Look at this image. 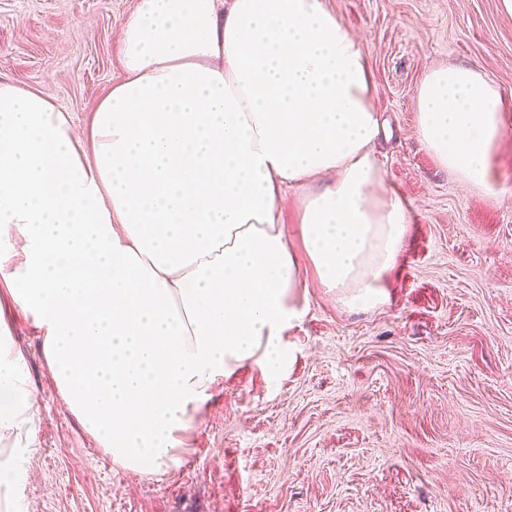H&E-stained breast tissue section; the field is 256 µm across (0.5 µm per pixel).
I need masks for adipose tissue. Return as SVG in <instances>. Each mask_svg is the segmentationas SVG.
I'll return each mask as SVG.
<instances>
[{
  "label": "adipose tissue",
  "mask_w": 512,
  "mask_h": 512,
  "mask_svg": "<svg viewBox=\"0 0 512 512\" xmlns=\"http://www.w3.org/2000/svg\"><path fill=\"white\" fill-rule=\"evenodd\" d=\"M124 77L77 125L41 90L0 81V274L40 331L57 395L113 462L180 466L216 388L284 371L308 283L277 201L306 191L300 233L320 287L388 299L408 210L386 183L368 59L325 0H138ZM416 134L488 198L508 100L477 69L430 70ZM38 394L0 336V498L19 489Z\"/></svg>",
  "instance_id": "adipose-tissue-1"
}]
</instances>
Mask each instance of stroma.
Masks as SVG:
<instances>
[{"label": "stroma", "mask_w": 512, "mask_h": 512, "mask_svg": "<svg viewBox=\"0 0 512 512\" xmlns=\"http://www.w3.org/2000/svg\"><path fill=\"white\" fill-rule=\"evenodd\" d=\"M358 38L391 137L387 182L409 207L386 303L310 286L277 380H223L180 467L121 468L60 403L42 339L0 314L40 396L27 512H512V194L484 197L416 134L429 69L479 66L512 95L500 0H325ZM137 0H0V80L41 89L85 123L124 75Z\"/></svg>", "instance_id": "35a3bbf8"}]
</instances>
